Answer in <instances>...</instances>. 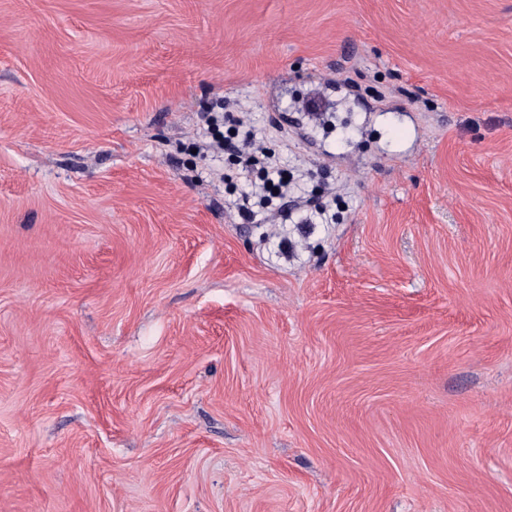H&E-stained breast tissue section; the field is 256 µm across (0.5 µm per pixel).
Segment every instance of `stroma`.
Segmentation results:
<instances>
[{
  "mask_svg": "<svg viewBox=\"0 0 512 512\" xmlns=\"http://www.w3.org/2000/svg\"><path fill=\"white\" fill-rule=\"evenodd\" d=\"M0 512H512V0H0ZM208 128L217 133L212 136L213 146L223 150L234 159L236 165L242 172L254 178L255 191L251 194L242 195L237 203L239 213L249 218L255 213L254 208H269L274 200L283 201L280 209L288 212V196L290 182L284 177L278 168L270 161V157L262 150L246 151L242 144L239 146L234 141L235 137L220 132V126L224 123V116L219 113H210L206 119ZM258 181V182H257Z\"/></svg>",
  "mask_w": 512,
  "mask_h": 512,
  "instance_id": "obj_1",
  "label": "stroma"
}]
</instances>
